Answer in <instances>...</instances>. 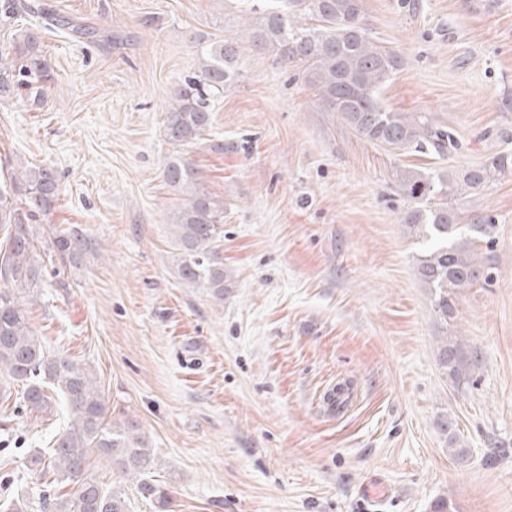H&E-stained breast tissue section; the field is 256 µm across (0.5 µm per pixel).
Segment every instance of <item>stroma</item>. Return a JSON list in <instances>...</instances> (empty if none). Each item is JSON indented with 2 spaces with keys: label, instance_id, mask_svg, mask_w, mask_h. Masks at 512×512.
<instances>
[{
  "label": "stroma",
  "instance_id": "1",
  "mask_svg": "<svg viewBox=\"0 0 512 512\" xmlns=\"http://www.w3.org/2000/svg\"><path fill=\"white\" fill-rule=\"evenodd\" d=\"M42 2L119 40L0 19V51L31 31L53 75L42 109L23 91L0 105V183L54 169L59 198L37 222L86 242L76 262L49 264L25 308L148 437L173 512H433L440 499L512 512V174L463 201L496 234L475 242L484 275L446 322L396 188L402 169L512 151V0H364L371 35L407 60L381 100L453 131L443 161L359 135L322 107L303 63L240 59L206 139L181 151L224 204L220 301L178 274L164 121L202 41L241 32L251 0ZM448 335L481 354L472 384L439 362ZM344 378L356 395L336 416L322 398ZM64 423L0 380V494L24 487L41 512L43 494L66 493L25 466Z\"/></svg>",
  "mask_w": 512,
  "mask_h": 512
}]
</instances>
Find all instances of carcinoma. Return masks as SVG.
Listing matches in <instances>:
<instances>
[{
  "label": "carcinoma",
  "mask_w": 512,
  "mask_h": 512,
  "mask_svg": "<svg viewBox=\"0 0 512 512\" xmlns=\"http://www.w3.org/2000/svg\"><path fill=\"white\" fill-rule=\"evenodd\" d=\"M5 10L16 16L39 13L53 28L94 39L101 32L72 22L47 9L40 0H8ZM247 39L226 37L201 51L200 74L175 93L176 104L166 111V137L175 148L204 139L211 127L207 93L224 90L242 55L266 50L279 65L306 64L309 82L317 87L323 107L335 112L367 140L391 150L429 153L439 159L457 148L453 134L426 116L394 112L380 100L383 88L405 65L404 56L370 37L363 0H265L251 9ZM16 59L0 55V104L18 90L29 91L32 103L45 101L51 74L42 47L32 34L16 44ZM512 171V152L501 151L476 166L425 174L400 173L397 188L409 206L400 223L422 239L425 250L418 274L434 292V310L448 321L454 300L482 276L473 240L491 243L496 225L489 215L464 208L461 200L477 193L496 177ZM167 185L188 191L173 213L178 271L187 284H200L224 301V207L195 187V172L177 157L164 169ZM22 196L24 207L7 200ZM59 179L48 166L35 165L13 178L12 191L0 190V224L8 226L0 243V371L25 386L24 402L37 412L53 415L64 406L67 429L45 452L30 455L27 467L42 476L52 474L73 491L45 504L51 512H129L130 499L104 485L90 473V459L103 457L124 478L136 481L141 496L168 512L169 490L141 480L158 465L155 451L136 423L112 418L100 382L94 373L66 355L48 350L30 325L22 295L35 292L45 279L46 265L37 251L30 224L37 213L49 212L57 201ZM84 246L76 233H57L52 240L59 258L76 260ZM439 361L448 376L461 380L475 370L478 350L466 349L456 339H445ZM30 501L20 494L0 502V512H29Z\"/></svg>",
  "instance_id": "obj_1"
}]
</instances>
